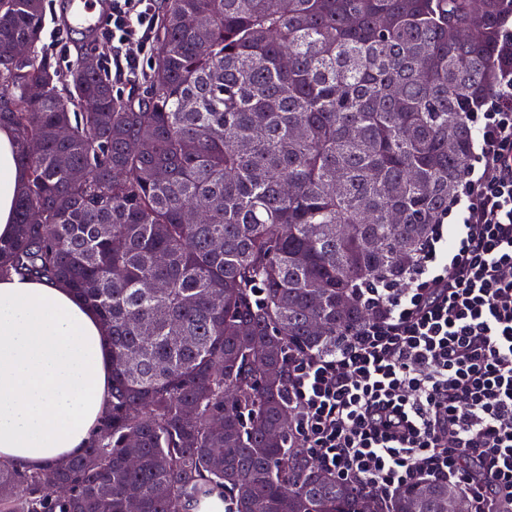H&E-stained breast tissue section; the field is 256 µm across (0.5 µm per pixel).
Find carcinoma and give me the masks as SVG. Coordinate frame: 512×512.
Here are the masks:
<instances>
[{
    "instance_id": "1",
    "label": "carcinoma",
    "mask_w": 512,
    "mask_h": 512,
    "mask_svg": "<svg viewBox=\"0 0 512 512\" xmlns=\"http://www.w3.org/2000/svg\"><path fill=\"white\" fill-rule=\"evenodd\" d=\"M45 12L0 0V125L26 172L0 276L96 310L112 396L81 455L0 464V512H448L452 484L381 502L319 469L288 358L335 350L369 316L359 288L403 282L448 213L512 0H164L129 95L92 50L65 70L13 58Z\"/></svg>"
}]
</instances>
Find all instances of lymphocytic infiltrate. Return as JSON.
Instances as JSON below:
<instances>
[{
	"mask_svg": "<svg viewBox=\"0 0 512 512\" xmlns=\"http://www.w3.org/2000/svg\"><path fill=\"white\" fill-rule=\"evenodd\" d=\"M103 65L133 83L152 51L156 0H111ZM499 83L470 113L477 152L403 283L361 289L373 316L320 357H292L294 432L325 472L389 498L428 479L470 512L512 499V26Z\"/></svg>",
	"mask_w": 512,
	"mask_h": 512,
	"instance_id": "obj_1",
	"label": "lymphocytic infiltrate"
}]
</instances>
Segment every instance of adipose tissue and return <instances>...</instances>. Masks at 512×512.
<instances>
[{
  "label": "adipose tissue",
  "instance_id": "adipose-tissue-1",
  "mask_svg": "<svg viewBox=\"0 0 512 512\" xmlns=\"http://www.w3.org/2000/svg\"><path fill=\"white\" fill-rule=\"evenodd\" d=\"M24 183L13 131L0 128V237ZM96 312L68 288L0 277V462L20 471L74 457L111 398L112 354Z\"/></svg>",
  "mask_w": 512,
  "mask_h": 512
}]
</instances>
